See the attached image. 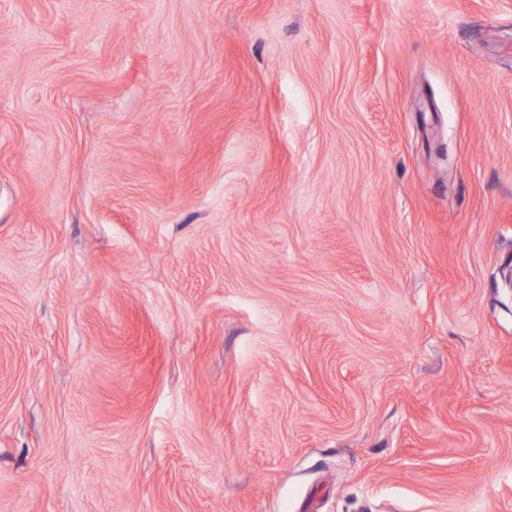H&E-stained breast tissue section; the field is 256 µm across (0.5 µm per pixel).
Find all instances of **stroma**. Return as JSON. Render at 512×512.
Returning a JSON list of instances; mask_svg holds the SVG:
<instances>
[{"instance_id":"stroma-1","label":"stroma","mask_w":512,"mask_h":512,"mask_svg":"<svg viewBox=\"0 0 512 512\" xmlns=\"http://www.w3.org/2000/svg\"><path fill=\"white\" fill-rule=\"evenodd\" d=\"M0 512H512V0H0Z\"/></svg>"}]
</instances>
